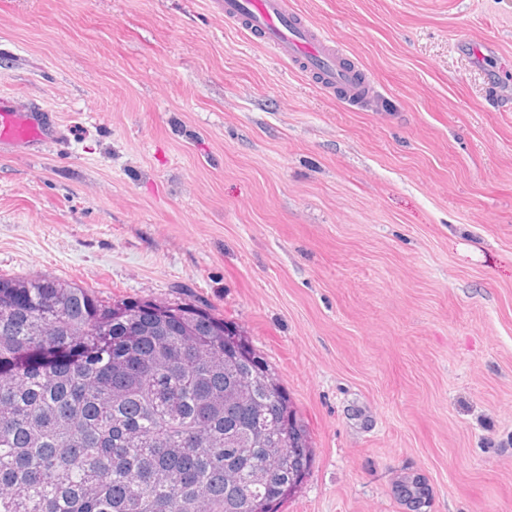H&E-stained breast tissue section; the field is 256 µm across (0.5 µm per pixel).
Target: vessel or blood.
<instances>
[{
	"mask_svg": "<svg viewBox=\"0 0 512 512\" xmlns=\"http://www.w3.org/2000/svg\"><path fill=\"white\" fill-rule=\"evenodd\" d=\"M224 18L242 23L274 58L315 76L322 89L342 90L354 100L368 82L348 68L332 39L289 9L288 0H224ZM48 133L36 112L0 97V146H37Z\"/></svg>",
	"mask_w": 512,
	"mask_h": 512,
	"instance_id": "b4317fda",
	"label": "vessel or blood"
}]
</instances>
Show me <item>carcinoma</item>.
Wrapping results in <instances>:
<instances>
[{
  "label": "carcinoma",
  "instance_id": "carcinoma-1",
  "mask_svg": "<svg viewBox=\"0 0 512 512\" xmlns=\"http://www.w3.org/2000/svg\"><path fill=\"white\" fill-rule=\"evenodd\" d=\"M0 276V512H279L310 437L241 330L191 304ZM397 495L420 512L428 489Z\"/></svg>",
  "mask_w": 512,
  "mask_h": 512
}]
</instances>
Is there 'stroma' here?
<instances>
[{
    "mask_svg": "<svg viewBox=\"0 0 512 512\" xmlns=\"http://www.w3.org/2000/svg\"><path fill=\"white\" fill-rule=\"evenodd\" d=\"M375 91L276 61L221 0H0V276L197 304L304 421L280 512H512V0H289ZM36 113L8 97H0V146L33 147L45 141L50 127ZM397 495L409 506L410 511L418 512L428 495V489L418 479H405L397 486Z\"/></svg>",
    "mask_w": 512,
    "mask_h": 512,
    "instance_id": "35a3bbf8",
    "label": "stroma"
}]
</instances>
